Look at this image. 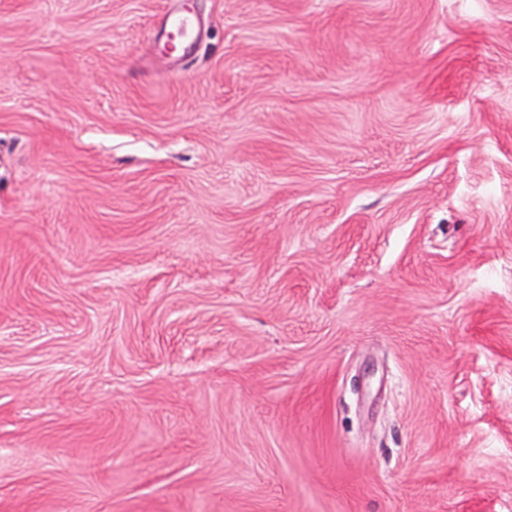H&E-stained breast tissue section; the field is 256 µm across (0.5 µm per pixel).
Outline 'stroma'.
Here are the masks:
<instances>
[{
    "mask_svg": "<svg viewBox=\"0 0 512 512\" xmlns=\"http://www.w3.org/2000/svg\"><path fill=\"white\" fill-rule=\"evenodd\" d=\"M0 0V512H512V0ZM164 24L180 35L181 49L192 39L197 29V20L186 1H183L181 8L165 17Z\"/></svg>",
    "mask_w": 512,
    "mask_h": 512,
    "instance_id": "35a3bbf8",
    "label": "stroma"
}]
</instances>
